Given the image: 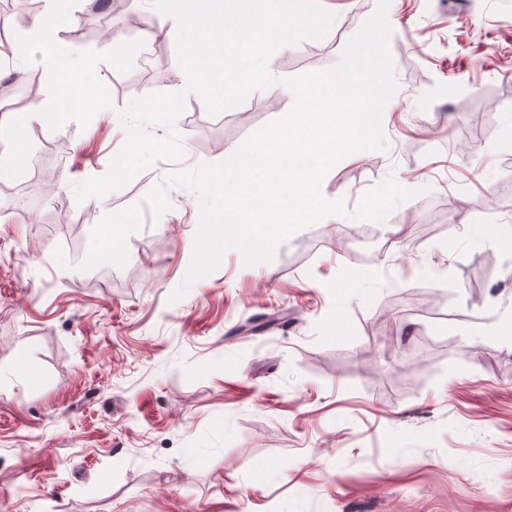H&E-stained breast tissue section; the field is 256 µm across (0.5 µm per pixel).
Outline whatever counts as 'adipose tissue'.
<instances>
[{
  "label": "adipose tissue",
  "instance_id": "adipose-tissue-1",
  "mask_svg": "<svg viewBox=\"0 0 512 512\" xmlns=\"http://www.w3.org/2000/svg\"><path fill=\"white\" fill-rule=\"evenodd\" d=\"M47 5L49 19L35 18L21 26L23 41L39 47L38 64L54 91L53 98L41 100L30 106V115L36 117L54 112L59 100L62 99L69 100L72 111H80L82 93L96 69V61L90 56L84 59L81 68L71 67L59 33L74 25L77 18L65 0H47Z\"/></svg>",
  "mask_w": 512,
  "mask_h": 512
}]
</instances>
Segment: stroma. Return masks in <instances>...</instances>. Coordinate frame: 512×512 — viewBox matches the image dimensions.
<instances>
[{
  "label": "stroma",
  "instance_id": "stroma-1",
  "mask_svg": "<svg viewBox=\"0 0 512 512\" xmlns=\"http://www.w3.org/2000/svg\"><path fill=\"white\" fill-rule=\"evenodd\" d=\"M121 3L73 0L61 37L101 61L94 104L41 120L17 97L40 72L18 25L46 2L0 18V200H25L0 214V512H512V0H391L387 148L322 184L350 211L389 175L421 189L378 224L384 249L349 251L361 221L329 215L271 261L229 250L173 304L200 206L174 187L157 217L146 194L293 95L214 117L189 95L180 159L76 203L126 143L120 109L183 84L172 65L141 83L128 51L172 61L174 36L121 34L117 12L98 29ZM320 3L329 33L278 50L279 76L336 67L377 6Z\"/></svg>",
  "mask_w": 512,
  "mask_h": 512
}]
</instances>
